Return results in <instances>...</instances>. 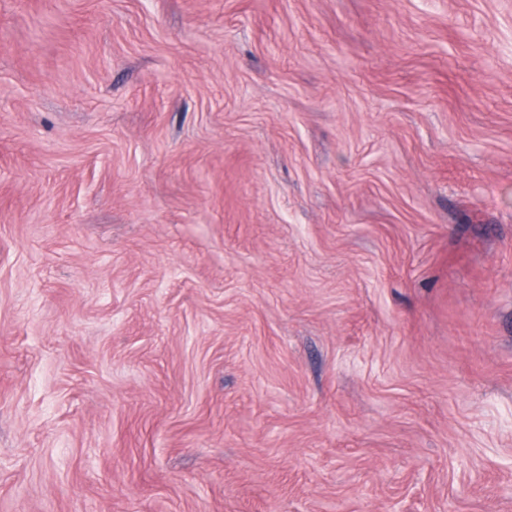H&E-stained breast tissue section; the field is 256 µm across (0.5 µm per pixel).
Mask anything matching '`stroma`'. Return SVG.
Returning <instances> with one entry per match:
<instances>
[{"label":"stroma","instance_id":"35a3bbf8","mask_svg":"<svg viewBox=\"0 0 512 512\" xmlns=\"http://www.w3.org/2000/svg\"><path fill=\"white\" fill-rule=\"evenodd\" d=\"M0 512H512V0H0Z\"/></svg>","mask_w":512,"mask_h":512}]
</instances>
